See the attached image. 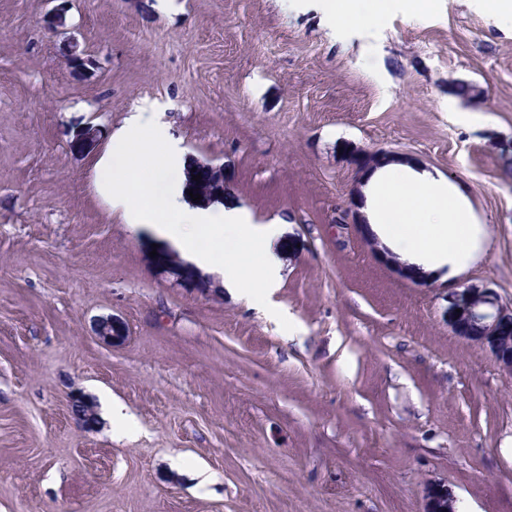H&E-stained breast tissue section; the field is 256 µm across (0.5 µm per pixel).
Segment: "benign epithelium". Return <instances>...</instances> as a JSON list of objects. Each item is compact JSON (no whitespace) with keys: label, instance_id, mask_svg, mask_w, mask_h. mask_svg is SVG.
<instances>
[{"label":"benign epithelium","instance_id":"obj_1","mask_svg":"<svg viewBox=\"0 0 512 512\" xmlns=\"http://www.w3.org/2000/svg\"><path fill=\"white\" fill-rule=\"evenodd\" d=\"M51 5L43 17V27L53 36L63 40L67 52L71 72L81 76L90 75L97 68L96 60L78 51V40L73 28L68 24L67 0H44ZM391 158L387 152L356 149L352 152L349 163L358 178L378 168L383 161ZM213 172L218 174L220 188L201 196L199 203L211 205L221 203L230 193V184L224 174V168L218 164H210ZM338 224H350L353 228L367 226L359 209H346L336 218ZM448 296L455 299V307L448 310V327L451 332L463 339L488 348L495 356L499 365L512 372V350L503 342L500 331L502 324L512 319V305L503 303L497 291L489 285L459 286L448 290ZM93 335L102 343L112 345L125 336L123 322L108 315L93 321ZM455 497L444 485L431 484L425 492V512H457Z\"/></svg>","mask_w":512,"mask_h":512}]
</instances>
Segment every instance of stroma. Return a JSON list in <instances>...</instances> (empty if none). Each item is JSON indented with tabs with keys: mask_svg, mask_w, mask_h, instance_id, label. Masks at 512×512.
Segmentation results:
<instances>
[{
	"mask_svg": "<svg viewBox=\"0 0 512 512\" xmlns=\"http://www.w3.org/2000/svg\"><path fill=\"white\" fill-rule=\"evenodd\" d=\"M416 2L340 35L324 0H73L99 62L79 78L43 0H0V512H423L429 484L512 512V373L448 327L457 285L512 304V24ZM150 105L185 158L223 166L225 208L279 221L278 288L177 285L151 255L167 242L98 192L113 132ZM357 147L466 198L484 231L466 271L410 282L339 227ZM107 315L127 329L110 346ZM77 391L129 427L77 426ZM92 333L102 343L112 345L125 336V328L118 318L108 315L93 321Z\"/></svg>",
	"mask_w": 512,
	"mask_h": 512,
	"instance_id": "stroma-1",
	"label": "stroma"
}]
</instances>
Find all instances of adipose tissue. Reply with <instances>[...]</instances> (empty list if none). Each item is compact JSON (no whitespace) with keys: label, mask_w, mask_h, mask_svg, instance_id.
Returning a JSON list of instances; mask_svg holds the SVG:
<instances>
[{"label":"adipose tissue","mask_w":512,"mask_h":512,"mask_svg":"<svg viewBox=\"0 0 512 512\" xmlns=\"http://www.w3.org/2000/svg\"><path fill=\"white\" fill-rule=\"evenodd\" d=\"M156 144L164 150L145 182L139 177V153ZM184 165L166 129L141 107L113 134L97 164L98 185L130 229L152 225L198 269L222 273L225 285L247 295L275 287L277 225L254 223L244 210L188 203ZM361 193L369 232L401 263L429 276L452 278L473 262L482 227L465 198L444 179L391 161L367 176Z\"/></svg>","instance_id":"obj_1"}]
</instances>
